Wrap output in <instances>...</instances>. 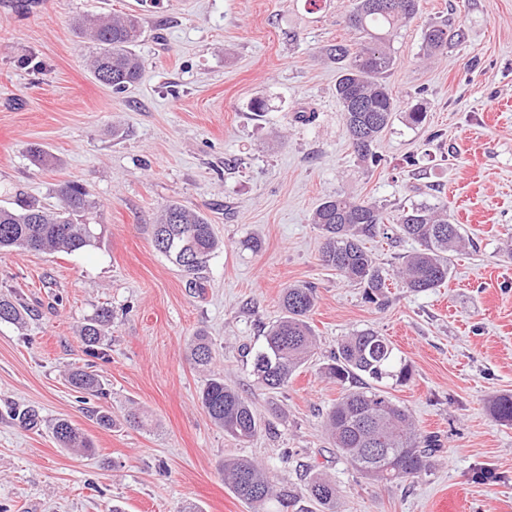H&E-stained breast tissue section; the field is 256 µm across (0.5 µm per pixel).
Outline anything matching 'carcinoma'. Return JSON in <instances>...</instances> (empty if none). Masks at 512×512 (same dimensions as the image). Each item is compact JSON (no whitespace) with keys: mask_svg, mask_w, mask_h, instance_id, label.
<instances>
[{"mask_svg":"<svg viewBox=\"0 0 512 512\" xmlns=\"http://www.w3.org/2000/svg\"><path fill=\"white\" fill-rule=\"evenodd\" d=\"M419 0H350L347 24L362 34L356 47L331 44L325 55L337 65L336 99L341 106L351 146L358 159L378 164L375 144L398 111L397 101L386 83L395 57L391 33L419 13ZM80 33L99 46L91 60L95 78L121 93L136 83L143 63L134 47L143 35L141 19L133 14L81 17L75 21ZM451 33L448 22L430 23L422 31V49L427 57L448 52ZM61 205L55 210L21 205L0 207V252L13 249L43 253H73L99 243L97 225L86 222L93 208L83 187L65 182L57 189ZM312 223L319 229L321 265L362 285L366 299L385 304L390 273L367 250L365 241L380 234L396 233L415 243L397 273L401 287L423 293L443 286L450 277L453 254L466 248L468 239L457 224L448 220L447 208L429 201L403 208L395 224H386L383 208L375 202L356 199L345 192L327 196L316 206ZM156 249L188 277L187 286L201 288L199 273L223 242L200 212L179 202L168 204L153 225ZM316 303L315 288L290 285L281 296L283 314L264 335V344L253 357V371L269 389L288 385L308 362L316 336L309 316ZM27 315L22 303L0 295V321L21 324ZM112 310L102 307L80 327L79 336L90 351L104 345ZM191 357L209 372L199 398L210 419L224 433L247 441L258 432V420L249 402L224 375L211 370L213 352L205 336H196ZM326 375L342 387V395L325 415L333 447L352 468L380 484H404L427 474L439 451L437 440L422 435L411 413L389 392L378 387L386 379L397 385L412 378L409 363L398 355L389 339L373 328L343 337L336 347ZM78 392L106 396L102 378L84 368L69 373ZM490 411L503 425H512V393L490 401ZM55 439L64 448L92 451V441L66 419L52 425ZM224 482L254 508L275 498L286 509L302 495L321 508L336 512V483L314 466L309 468L301 494L275 488L266 470L247 458L224 461Z\"/></svg>","mask_w":512,"mask_h":512,"instance_id":"obj_1","label":"carcinoma"}]
</instances>
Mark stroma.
Instances as JSON below:
<instances>
[{
	"label": "stroma",
	"instance_id": "1",
	"mask_svg": "<svg viewBox=\"0 0 512 512\" xmlns=\"http://www.w3.org/2000/svg\"><path fill=\"white\" fill-rule=\"evenodd\" d=\"M348 4L0 0V205L54 208L59 185L74 181L102 227L100 245L77 253L0 252V292L31 309L25 324L0 321V512H252L224 483L227 458L259 462L280 486H301L319 466L338 488L337 512H512V426L489 409L512 392V0H420L391 42L398 112L377 166L349 145L324 54L358 39L343 22ZM110 12L140 14L144 28L143 75L123 93L96 81V47L74 25ZM445 19L462 39L424 59L423 28ZM255 98L263 115L249 109ZM418 102L428 121L414 127L405 112ZM339 191L392 217L414 200L447 203L471 244L443 287L393 285L377 307L318 259L312 212ZM172 201L201 209L224 242L200 291L152 242ZM291 284L316 289L317 348L270 391L252 353ZM105 305L112 324L93 357L78 330ZM366 327L411 364V380L388 392L442 444L431 474L411 483L361 477L324 429L342 388L323 366L342 336ZM199 334L261 422L251 441L225 435L199 402L203 376L189 358ZM76 367L103 377L106 401L69 385ZM102 403L112 428L91 414ZM17 407L37 410L38 425L21 424ZM131 409L149 429L127 425ZM58 418L92 439V454L60 448L49 429Z\"/></svg>",
	"mask_w": 512,
	"mask_h": 512
}]
</instances>
